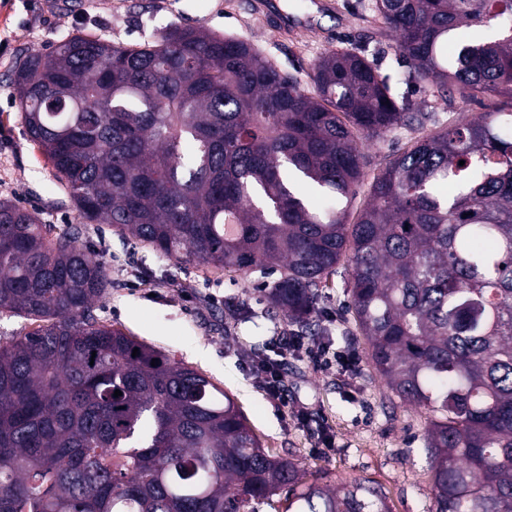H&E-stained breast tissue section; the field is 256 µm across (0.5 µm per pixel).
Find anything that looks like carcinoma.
Wrapping results in <instances>:
<instances>
[{
  "instance_id": "obj_1",
  "label": "carcinoma",
  "mask_w": 512,
  "mask_h": 512,
  "mask_svg": "<svg viewBox=\"0 0 512 512\" xmlns=\"http://www.w3.org/2000/svg\"><path fill=\"white\" fill-rule=\"evenodd\" d=\"M374 13L369 41L395 35L398 78L336 48L308 90L242 38L179 26L132 45L77 35L16 66L29 141L78 223L0 199V312L37 323L0 344V512H259L282 491L285 512H388L365 479L303 482L223 389L99 319L111 281L86 224L277 275L267 312L293 336L323 333L317 301L347 261L372 368L430 413L436 512H512V0H374ZM399 84L509 111L414 141L350 224L363 142L430 118Z\"/></svg>"
}]
</instances>
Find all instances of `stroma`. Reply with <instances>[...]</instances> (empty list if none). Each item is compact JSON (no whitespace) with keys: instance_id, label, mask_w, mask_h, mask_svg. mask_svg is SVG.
Here are the masks:
<instances>
[{"instance_id":"1","label":"stroma","mask_w":512,"mask_h":512,"mask_svg":"<svg viewBox=\"0 0 512 512\" xmlns=\"http://www.w3.org/2000/svg\"><path fill=\"white\" fill-rule=\"evenodd\" d=\"M0 0V199L36 209L47 224L78 220L74 201L29 142L15 103L13 72L27 53L46 51L78 34L135 44L170 26H193L249 40L281 71L306 79L327 51L363 43L373 26L374 0ZM412 109L431 113L425 125H399L363 149V181L349 206L358 215L374 175L414 140L462 116L495 110L489 96L468 103L420 87ZM82 241L99 252L112 286L98 317L175 359L231 395L270 454L293 460L327 484L367 479L389 512H435L432 474L424 452L430 415L401 402L373 371L368 342L348 313L350 269L339 265L323 289L317 318L333 348L360 359L355 373L315 366L306 349L281 365L287 403L270 397L251 360L276 358L286 323L268 317L260 273L235 274L177 262L106 224L86 225ZM333 438L318 449L319 430Z\"/></svg>"}]
</instances>
